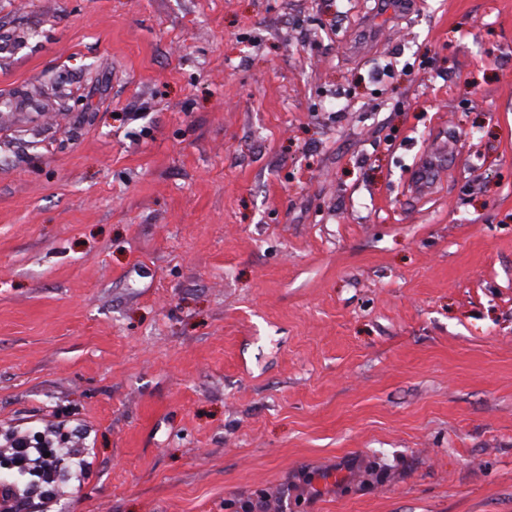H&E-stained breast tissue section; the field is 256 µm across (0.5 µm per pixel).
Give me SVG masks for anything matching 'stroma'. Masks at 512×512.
<instances>
[{"mask_svg": "<svg viewBox=\"0 0 512 512\" xmlns=\"http://www.w3.org/2000/svg\"><path fill=\"white\" fill-rule=\"evenodd\" d=\"M357 2L0 0L33 512H512V0Z\"/></svg>", "mask_w": 512, "mask_h": 512, "instance_id": "stroma-1", "label": "stroma"}]
</instances>
